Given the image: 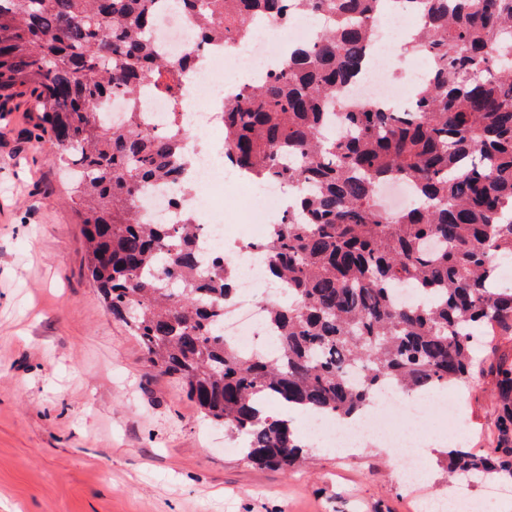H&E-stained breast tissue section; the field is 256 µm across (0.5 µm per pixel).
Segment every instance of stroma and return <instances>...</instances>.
<instances>
[{"label": "stroma", "mask_w": 512, "mask_h": 512, "mask_svg": "<svg viewBox=\"0 0 512 512\" xmlns=\"http://www.w3.org/2000/svg\"><path fill=\"white\" fill-rule=\"evenodd\" d=\"M36 121L0 117V512H422L383 449L312 448L285 474L202 421L92 287L72 189ZM480 360L448 393L460 424L447 435L476 449L502 412L512 335Z\"/></svg>", "instance_id": "stroma-1"}]
</instances>
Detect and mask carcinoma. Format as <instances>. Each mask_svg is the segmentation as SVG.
<instances>
[{"label": "carcinoma", "mask_w": 512, "mask_h": 512, "mask_svg": "<svg viewBox=\"0 0 512 512\" xmlns=\"http://www.w3.org/2000/svg\"><path fill=\"white\" fill-rule=\"evenodd\" d=\"M197 15L202 40L248 39L255 17L323 21L288 70L245 85L224 104V155L249 179L293 191L288 219L243 248L266 261L287 300L266 306L272 356L244 354L219 324L236 300V271L219 250L207 272L194 218L150 224L135 207L157 180L185 182L189 131L171 112L141 120L144 81L177 103L188 57L154 53L155 0H0V112L28 96L56 160L73 178L87 269L112 317L175 379L206 420L224 426L253 464L290 474L304 461L291 421L269 400L343 422L386 383L413 394L466 388L487 327L512 329V288L495 257L512 258V0H165ZM417 11L409 47L429 59L408 112L347 107L377 16ZM129 98L115 126L104 109ZM335 104L346 134H323ZM401 179L414 206L388 214L378 186ZM423 299L400 306L393 291ZM495 445L451 448L463 483H512V368L499 372Z\"/></svg>", "instance_id": "obj_1"}]
</instances>
